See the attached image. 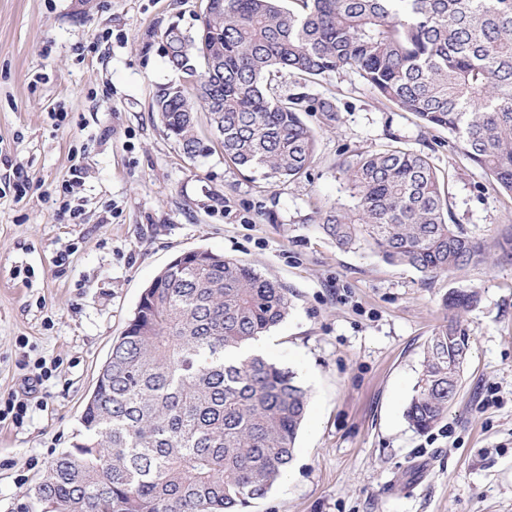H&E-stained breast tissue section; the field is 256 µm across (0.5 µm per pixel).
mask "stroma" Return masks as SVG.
Returning a JSON list of instances; mask_svg holds the SVG:
<instances>
[{
	"label": "stroma",
	"instance_id": "1",
	"mask_svg": "<svg viewBox=\"0 0 512 512\" xmlns=\"http://www.w3.org/2000/svg\"><path fill=\"white\" fill-rule=\"evenodd\" d=\"M207 0H0V396L34 362H55L22 425L0 423V512L26 493L81 429L112 343L144 288L177 255L208 248L288 292L268 359L308 391L286 473L247 512H512V255L426 279L370 250L344 251L321 228L352 207L340 161L388 146L428 154L450 181L448 221L489 241L512 228L498 190L446 130L424 125L352 71L310 84L339 120L309 123L307 174L268 183L225 161L209 128L184 155L152 110L179 81L161 32L195 31ZM65 120H58V113ZM83 169L79 223L55 215V189ZM31 180L24 196L7 184ZM65 265H57L61 254ZM30 266L29 283L12 276ZM478 291L461 315L471 338L462 384L433 429L406 407L443 296Z\"/></svg>",
	"mask_w": 512,
	"mask_h": 512
}]
</instances>
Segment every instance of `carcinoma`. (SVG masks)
<instances>
[{
	"instance_id": "cac0c4a2",
	"label": "carcinoma",
	"mask_w": 512,
	"mask_h": 512,
	"mask_svg": "<svg viewBox=\"0 0 512 512\" xmlns=\"http://www.w3.org/2000/svg\"><path fill=\"white\" fill-rule=\"evenodd\" d=\"M208 0L198 29L162 33L171 68L191 83L156 87L158 121L188 157L204 151L198 113L245 171L273 183L306 174L316 150L302 112L336 126L332 102L284 96L286 72L308 82L356 70L512 194V0ZM354 199L322 229L342 250L367 246L429 279L486 260L448 223V190L422 151L392 147L342 164ZM478 292L443 298L406 409L418 431L447 415L469 336L460 313ZM285 289L209 250L178 255L147 287L113 342L58 457L19 512H243L293 460L308 397L294 373L243 353L288 316Z\"/></svg>"
}]
</instances>
